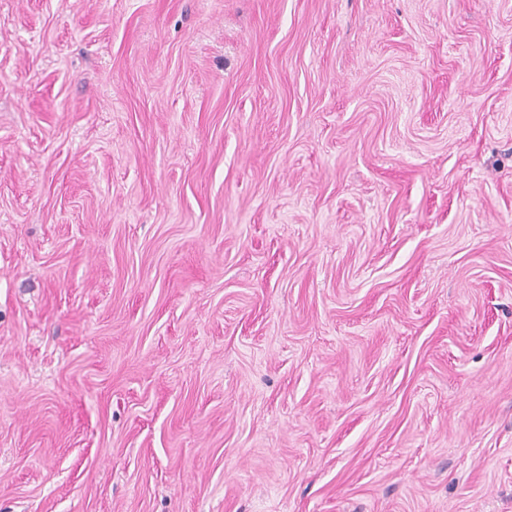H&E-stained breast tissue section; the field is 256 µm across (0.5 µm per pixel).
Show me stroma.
I'll use <instances>...</instances> for the list:
<instances>
[{
    "mask_svg": "<svg viewBox=\"0 0 512 512\" xmlns=\"http://www.w3.org/2000/svg\"><path fill=\"white\" fill-rule=\"evenodd\" d=\"M0 512H512V0H0Z\"/></svg>",
    "mask_w": 512,
    "mask_h": 512,
    "instance_id": "stroma-1",
    "label": "stroma"
}]
</instances>
